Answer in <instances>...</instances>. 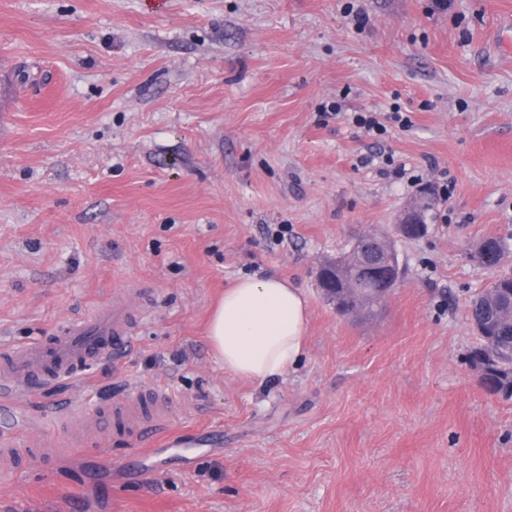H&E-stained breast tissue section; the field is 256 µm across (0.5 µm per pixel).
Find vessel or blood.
Segmentation results:
<instances>
[{"label":"vessel or blood","instance_id":"1","mask_svg":"<svg viewBox=\"0 0 512 512\" xmlns=\"http://www.w3.org/2000/svg\"><path fill=\"white\" fill-rule=\"evenodd\" d=\"M147 306L113 299L86 315L62 323L56 334L25 344L0 347V464L18 455L11 431L22 415V401L37 390L75 381L93 365L117 358L137 339ZM173 395L156 388L133 398L118 397L105 412L115 428L147 440L171 417Z\"/></svg>","mask_w":512,"mask_h":512}]
</instances>
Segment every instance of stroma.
<instances>
[{"mask_svg": "<svg viewBox=\"0 0 512 512\" xmlns=\"http://www.w3.org/2000/svg\"><path fill=\"white\" fill-rule=\"evenodd\" d=\"M504 15L512 0H0V344L132 288L152 301L124 357L26 402L56 454L0 473V512H512V401L467 361L493 277L472 253L512 236ZM396 111L411 126L379 138L347 121ZM416 210L428 232L395 239L394 291L339 316L320 264ZM247 275L311 310L302 360L263 384L206 335ZM163 384L166 438L50 431L61 399L79 424Z\"/></svg>", "mask_w": 512, "mask_h": 512, "instance_id": "stroma-1", "label": "stroma"}]
</instances>
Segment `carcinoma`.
Segmentation results:
<instances>
[{
  "mask_svg": "<svg viewBox=\"0 0 512 512\" xmlns=\"http://www.w3.org/2000/svg\"><path fill=\"white\" fill-rule=\"evenodd\" d=\"M508 254V244L502 239L488 237L478 244L474 258L494 273L501 289L495 294L487 293L472 299L468 307L470 320L483 325L491 336V342L477 357L487 362L495 373L498 387L493 389L494 395L505 400L512 399V357L508 355L512 348V321L499 315V308L507 304L508 288L512 285V271L503 267ZM320 279L325 288L353 289L348 300L336 295V312L339 314L347 307L353 312L368 308L374 303L376 288L380 287L379 281L366 273L365 263L355 248L344 260L323 266Z\"/></svg>",
  "mask_w": 512,
  "mask_h": 512,
  "instance_id": "obj_1",
  "label": "carcinoma"
}]
</instances>
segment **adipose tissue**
<instances>
[{
  "instance_id": "obj_1",
  "label": "adipose tissue",
  "mask_w": 512,
  "mask_h": 512,
  "mask_svg": "<svg viewBox=\"0 0 512 512\" xmlns=\"http://www.w3.org/2000/svg\"><path fill=\"white\" fill-rule=\"evenodd\" d=\"M309 308L300 288L275 277L240 279L213 310L208 342L225 371L263 383L305 353Z\"/></svg>"
}]
</instances>
